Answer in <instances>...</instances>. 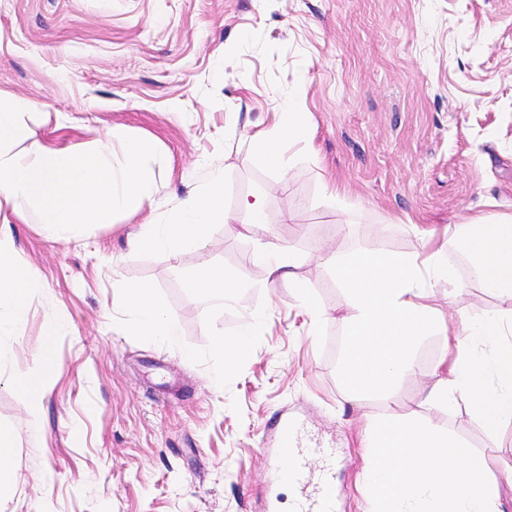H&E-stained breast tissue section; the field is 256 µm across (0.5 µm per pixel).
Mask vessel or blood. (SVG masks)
Wrapping results in <instances>:
<instances>
[{
  "label": "vessel or blood",
  "instance_id": "vessel-or-blood-1",
  "mask_svg": "<svg viewBox=\"0 0 512 512\" xmlns=\"http://www.w3.org/2000/svg\"><path fill=\"white\" fill-rule=\"evenodd\" d=\"M271 429L286 460L284 467L276 469L274 478L295 489L293 512H336V478L329 465L331 449L305 445L294 420L279 418ZM315 455L324 461L316 475L308 466L309 458Z\"/></svg>",
  "mask_w": 512,
  "mask_h": 512
}]
</instances>
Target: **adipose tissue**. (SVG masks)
Wrapping results in <instances>:
<instances>
[{
  "instance_id": "obj_1",
  "label": "adipose tissue",
  "mask_w": 512,
  "mask_h": 512,
  "mask_svg": "<svg viewBox=\"0 0 512 512\" xmlns=\"http://www.w3.org/2000/svg\"><path fill=\"white\" fill-rule=\"evenodd\" d=\"M294 89L283 100L285 110L271 128L253 133L265 162L275 171L286 169L285 147L311 145L314 131L295 101ZM25 103L0 96V335H13L33 299L32 268L15 245L14 224L28 221L29 210L39 214L41 230L63 242L78 238L93 224H104L113 211L138 212L155 203L151 164L152 144L142 138H118L106 131L92 149H59L42 144L26 152L12 144L25 134ZM121 142L123 160L112 162V145ZM265 200L240 199L234 211L224 207V182L213 178L200 192L189 194L179 214L165 224L141 226L131 243L130 257L155 250L168 260L197 248L214 224H241L252 235L266 233ZM473 278L481 288L510 301L507 309H486L479 317H446L434 304L439 280L455 283L456 269L441 255L426 258L381 250L350 255L329 253L330 265L343 288L351 315L344 323L347 349L340 361L343 380L352 387L394 399L397 380L413 373V351L423 336L442 329L445 353L429 370L433 380L428 403L453 407L466 402L490 434L512 420V214L494 221L481 218L448 227ZM132 316V330L144 336L171 338L175 322L156 306L153 288L145 283L124 288L121 297ZM59 323H49L46 339L31 372L15 376V384L39 401L41 373L54 363Z\"/></svg>"
}]
</instances>
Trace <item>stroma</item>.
Here are the masks:
<instances>
[{
	"label": "stroma",
	"instance_id": "stroma-1",
	"mask_svg": "<svg viewBox=\"0 0 512 512\" xmlns=\"http://www.w3.org/2000/svg\"><path fill=\"white\" fill-rule=\"evenodd\" d=\"M300 85L314 139L288 149L279 175L250 136ZM0 93L28 102L29 139L83 150L112 129L157 157L154 207L114 212L77 241L47 237L35 213L14 227L35 294L0 342V426L16 431L17 473L0 512H292V489L272 479L276 444L262 439L282 414L335 449L337 512L369 507L367 414L422 420L492 470L512 466V421L491 436L465 406L425 402L420 373L439 361L441 331L418 342L420 373L400 377L395 401L343 381L349 310L318 253L438 250L457 264L449 225L512 214V0H0ZM215 176L227 209L264 195L269 238L215 224L176 260L128 258L140 224L165 221ZM328 182L344 195L328 198ZM270 239L326 309L318 329L295 288L270 283ZM205 268L249 286L226 303L204 297L191 280ZM141 281L174 340L130 331L121 291ZM435 296L472 317L503 305L465 278L456 298L444 282ZM52 321L64 332L33 428L12 379ZM242 332L249 352L225 372L212 342Z\"/></svg>",
	"mask_w": 512,
	"mask_h": 512
}]
</instances>
